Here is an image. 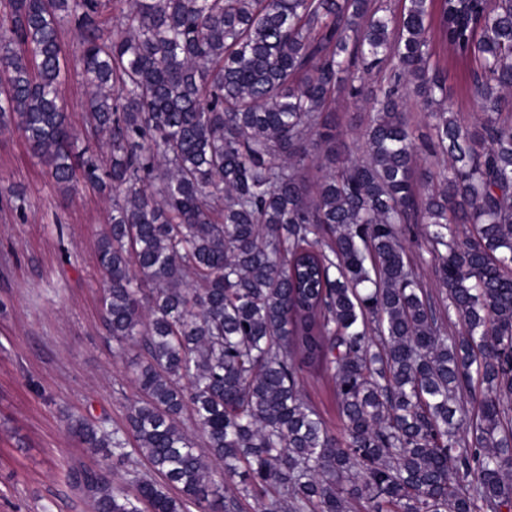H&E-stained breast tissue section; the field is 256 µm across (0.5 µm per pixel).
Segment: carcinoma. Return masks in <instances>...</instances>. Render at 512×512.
<instances>
[{"label":"carcinoma","instance_id":"cac0c4a2","mask_svg":"<svg viewBox=\"0 0 512 512\" xmlns=\"http://www.w3.org/2000/svg\"><path fill=\"white\" fill-rule=\"evenodd\" d=\"M342 96L369 105L354 151ZM0 129L112 199L103 320L138 396L121 428L69 420L95 512H512V0H4ZM129 446L157 475L132 493ZM62 42L70 72L69 78L62 88V95L66 104V112L69 113L73 126L81 129L84 121L86 88L80 75V38L75 30L66 27L62 32ZM441 56L448 71V107L453 112L460 113L465 119L474 120L480 113V106L470 96L466 84L458 78L465 66L449 50L448 54L441 52ZM304 393L307 401L321 413L328 427L335 432H339L340 420L332 388L323 383H318L309 374L305 373Z\"/></svg>","mask_w":512,"mask_h":512}]
</instances>
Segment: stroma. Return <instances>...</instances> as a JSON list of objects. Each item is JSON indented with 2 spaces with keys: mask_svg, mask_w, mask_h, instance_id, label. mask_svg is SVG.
Masks as SVG:
<instances>
[{
  "mask_svg": "<svg viewBox=\"0 0 512 512\" xmlns=\"http://www.w3.org/2000/svg\"><path fill=\"white\" fill-rule=\"evenodd\" d=\"M69 78L62 88L82 128L86 88L80 38L62 32ZM448 106L474 119L479 104L445 54ZM109 200L81 188L63 198L22 137L0 132V512H93L67 473L93 469L96 454L68 431V418L122 427L136 398L129 358L112 353L101 319L98 234Z\"/></svg>",
  "mask_w": 512,
  "mask_h": 512,
  "instance_id": "stroma-1",
  "label": "stroma"
}]
</instances>
